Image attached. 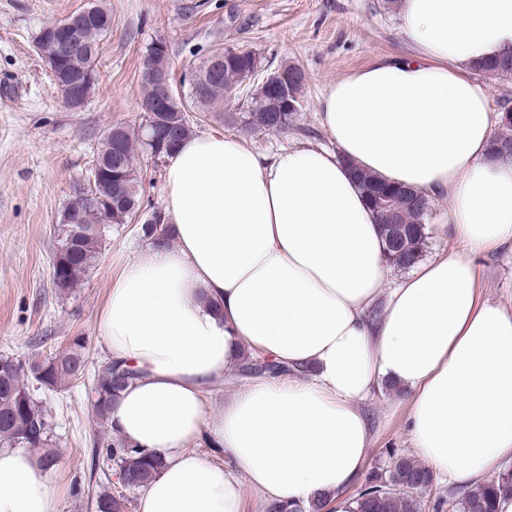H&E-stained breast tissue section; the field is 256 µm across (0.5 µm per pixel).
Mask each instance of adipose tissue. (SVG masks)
<instances>
[{"instance_id":"ef3b65f1","label":"adipose tissue","mask_w":512,"mask_h":512,"mask_svg":"<svg viewBox=\"0 0 512 512\" xmlns=\"http://www.w3.org/2000/svg\"><path fill=\"white\" fill-rule=\"evenodd\" d=\"M405 54L327 85L331 147L263 154L233 134L187 137L164 171L172 240L110 285L97 331L139 378L109 423L162 468L137 512H245L340 496L371 453L358 404L404 386L414 454L474 483L512 457V307L482 297L475 255L512 250V162L474 78L512 50V0H402ZM443 198L436 230L464 243L393 278L349 166ZM292 368L208 399L242 352ZM215 457H208L206 449ZM0 512H59L46 468L0 448Z\"/></svg>"}]
</instances>
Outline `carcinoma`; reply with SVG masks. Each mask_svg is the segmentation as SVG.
<instances>
[{
  "label": "carcinoma",
  "mask_w": 512,
  "mask_h": 512,
  "mask_svg": "<svg viewBox=\"0 0 512 512\" xmlns=\"http://www.w3.org/2000/svg\"><path fill=\"white\" fill-rule=\"evenodd\" d=\"M86 19L77 29L74 39L66 42L57 39L60 22H50L39 29L35 44L44 52H55L64 59L76 56V65L85 71L83 79L85 94H90L96 82L94 63L99 53L103 37L112 28V13L106 7L92 3L82 9ZM211 56L220 61V74L217 78L205 73L207 62L193 70L195 74H205L201 91L189 92L190 105L173 97L158 115L168 140L162 152L170 157L177 144L191 135L192 127L187 116L193 109L198 116L214 120L240 133L255 130L276 129L286 132L297 111L301 97L304 75L295 65L282 64L278 71L290 79L288 106L282 108L277 117L271 115L272 90L264 83L258 84L246 95H241V86L254 78V58L250 50L242 54L233 48L218 47ZM145 58L156 68H171L166 51L150 47ZM483 74L494 73L502 79L512 78V52L495 59L485 60L475 67ZM120 139L128 155L136 152V147L152 150L153 145L133 137L127 126L118 125ZM512 144V114L503 112L501 129L491 141L489 159L497 162L502 159L501 147ZM115 144L107 137L95 158L94 166L101 170L93 187L94 199L98 205L91 208L93 222L72 224L68 211H63L58 228L59 246L53 263L52 283L61 294L69 293L83 280L95 263L103 244V231L106 224H128L140 209L139 173L135 170L118 177L115 174ZM355 177L369 205L386 218L395 214L398 223L381 225L389 262L398 270L411 268L420 261L423 249L429 238L428 218L432 204L428 197L401 185L380 180L369 172H355ZM169 224H144L143 237L150 244L168 239ZM87 366L85 346L80 338H75L68 347L45 356L29 367L32 378L48 389L63 386L69 380L83 377ZM276 378L288 374L275 359L268 356L241 358L239 371L247 378L259 377L264 371ZM138 377V371L125 363L112 361L99 373L88 392L94 413L101 423H108V413L113 401L119 398L124 389ZM25 373L20 360L8 355L0 356V440L8 444H22L30 448H42V462L50 467L54 453L46 446L51 441L47 418L38 409L28 385L24 382ZM107 448V458L116 463L125 478L124 487H143L159 468L160 463L145 451L107 436L100 440ZM390 465L382 471L368 473L358 489L351 496L352 512H440L443 502L439 499H424L435 483L433 472L415 460L396 453L390 454ZM512 494V473L507 471L496 477L485 479L475 488L464 492L456 502L457 512H495L498 498ZM124 503L103 490L96 497V512H122ZM322 501L293 503L285 507H270L268 512H321Z\"/></svg>",
  "instance_id": "obj_1"
}]
</instances>
